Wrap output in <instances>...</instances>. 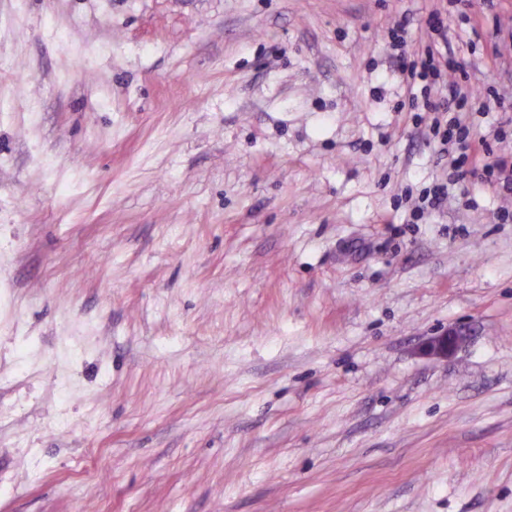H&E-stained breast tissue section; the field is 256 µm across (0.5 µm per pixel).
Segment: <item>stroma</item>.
Segmentation results:
<instances>
[{"label": "stroma", "instance_id": "35a3bbf8", "mask_svg": "<svg viewBox=\"0 0 512 512\" xmlns=\"http://www.w3.org/2000/svg\"><path fill=\"white\" fill-rule=\"evenodd\" d=\"M436 7L512 161V0H0V512H512V196L413 220L383 40ZM463 335L457 330L448 331L429 338L421 348V352L430 357L447 358L463 341Z\"/></svg>", "mask_w": 512, "mask_h": 512}]
</instances>
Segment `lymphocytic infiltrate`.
<instances>
[{
	"instance_id": "lymphocytic-infiltrate-1",
	"label": "lymphocytic infiltrate",
	"mask_w": 512,
	"mask_h": 512,
	"mask_svg": "<svg viewBox=\"0 0 512 512\" xmlns=\"http://www.w3.org/2000/svg\"><path fill=\"white\" fill-rule=\"evenodd\" d=\"M432 36L416 51L408 49V22L399 20L389 33V45L397 53L400 82L411 106H423L433 112L432 139L440 156L449 160L453 173L449 180L436 181L423 197L424 203L415 207V216L425 208L438 209L448 199V187L466 177L484 173L512 195V166L506 160L492 159L486 138H476L461 119L462 113L473 111L478 103L475 96L463 92L456 73L463 70V57L450 49L448 28L440 14L430 13L425 21ZM451 113L449 124H442L441 114Z\"/></svg>"
}]
</instances>
